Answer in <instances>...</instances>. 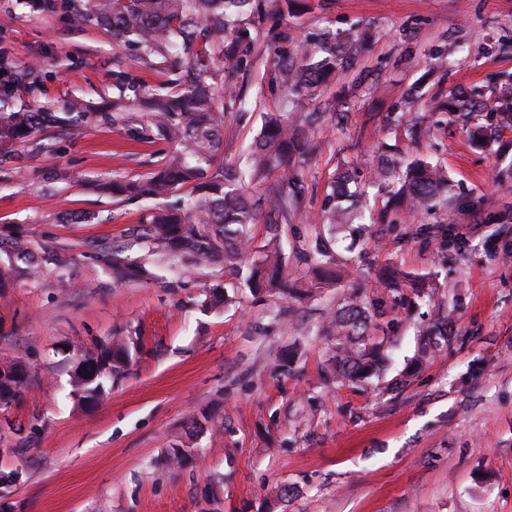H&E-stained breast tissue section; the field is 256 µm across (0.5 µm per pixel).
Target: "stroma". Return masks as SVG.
<instances>
[{
	"instance_id": "stroma-1",
	"label": "stroma",
	"mask_w": 512,
	"mask_h": 512,
	"mask_svg": "<svg viewBox=\"0 0 512 512\" xmlns=\"http://www.w3.org/2000/svg\"><path fill=\"white\" fill-rule=\"evenodd\" d=\"M289 44L324 28L369 32L309 109L322 113L307 186L284 237L291 279L305 295L229 288L206 305L221 264L190 268L126 242L150 208L96 184L138 178L164 157L161 140L90 118L81 138L45 132L18 148L0 181V238L21 229L35 255L64 258L0 290V359L18 360L27 386L0 408V512H512V129L478 146L445 110L459 89L490 93L512 74V0H310L277 17ZM274 44L258 35L236 80L249 112L227 124L224 159L242 163L282 90ZM38 65L44 77L15 104L58 111L72 97L112 95L122 69L155 86L153 70L111 34L72 28L33 0H0V61ZM343 120L332 118V110ZM436 125L416 142L409 122ZM431 157L448 174V201L414 217L390 206L373 178L382 157ZM367 184V224L337 235L335 284L313 283L304 251L319 230L328 186L341 169ZM92 212L84 224L62 215ZM110 248L149 281L117 283L97 259ZM401 275L400 291L378 278ZM437 286L435 298L413 283ZM359 290L384 373L338 386L327 323ZM132 359L106 380L95 406L74 392L72 371L112 337ZM185 449L183 466L168 453ZM288 499H277L281 487Z\"/></svg>"
}]
</instances>
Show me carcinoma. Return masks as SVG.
<instances>
[{
	"instance_id": "carcinoma-1",
	"label": "carcinoma",
	"mask_w": 512,
	"mask_h": 512,
	"mask_svg": "<svg viewBox=\"0 0 512 512\" xmlns=\"http://www.w3.org/2000/svg\"><path fill=\"white\" fill-rule=\"evenodd\" d=\"M296 0H38L45 13H64L75 27L95 25L115 38L131 43L148 65L175 48L187 58L183 67L162 85L146 87L129 73L113 72L118 95L107 105L101 118L114 126L127 125L128 113L142 112L140 128L130 131L135 141L159 138L169 144L160 164L135 180L112 181L99 185L105 194L127 201L151 200L155 206L143 218L136 240L151 248L166 250L185 263L215 261L224 266V277L243 281L254 290L286 293L292 288L283 273L282 238L297 206L305 194L303 179L292 163L309 149L308 136L293 116L306 112L313 125L319 119L306 111L308 102L318 98L336 69L348 63L349 47L331 30L322 32L316 43L283 48L275 62L279 85L287 92L286 111L267 115L261 131L251 144L245 166L234 167L221 157L224 146L226 108L242 105L231 77L223 80L222 96L215 94L209 80L215 79V58L204 32L222 38L221 54L239 71L251 66V46L256 38L252 30L274 15L288 10ZM30 73L3 67L0 72V162L5 153L28 144L35 136L57 129L64 137L79 136L89 120L91 105L73 99L62 112H50L41 106L13 104L16 87L27 82ZM133 92L129 97L126 92ZM452 111L460 117L473 112L485 113V123L468 130L471 141H488L497 128L512 127V78L495 85L493 98L486 101L469 90L453 93ZM279 169V181H267L271 171ZM349 172L340 173L331 184L328 206L316 223L332 227L353 224L359 218L357 203L360 187ZM263 186L256 199L244 193L246 185ZM448 185L443 168L423 159L405 163L399 188L394 191L401 210L435 208ZM182 190L193 198L183 203L168 202ZM264 220L266 243L261 258L246 263L245 256L254 239L253 230ZM17 276L38 271L44 258L29 248L19 231L10 237ZM314 255L316 266L327 270L333 262L321 237L307 245L306 255ZM112 264V275L125 279L147 276L145 269L133 270L102 254ZM13 275V276H15ZM13 276L0 272V288H7ZM369 319L363 300L357 293L347 295L342 306L328 322L334 337L336 382L361 381L379 372L385 358L380 347L368 338ZM129 350L117 337L112 344L90 355L95 366L74 370L80 398L100 397L103 382L121 371ZM24 369L10 359L0 361V406L10 405L22 394Z\"/></svg>"
}]
</instances>
